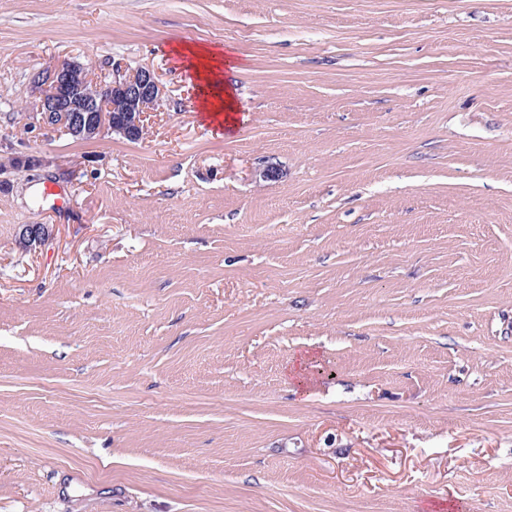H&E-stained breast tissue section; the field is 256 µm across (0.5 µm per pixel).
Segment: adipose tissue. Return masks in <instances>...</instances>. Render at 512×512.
<instances>
[{"instance_id":"ef3b65f1","label":"adipose tissue","mask_w":512,"mask_h":512,"mask_svg":"<svg viewBox=\"0 0 512 512\" xmlns=\"http://www.w3.org/2000/svg\"><path fill=\"white\" fill-rule=\"evenodd\" d=\"M176 53L199 83L201 110L206 119L220 128L235 127L239 104L231 85L223 78L224 68L234 66V57L214 46L183 45Z\"/></svg>"}]
</instances>
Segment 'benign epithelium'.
Listing matches in <instances>:
<instances>
[{"label": "benign epithelium", "mask_w": 512, "mask_h": 512, "mask_svg": "<svg viewBox=\"0 0 512 512\" xmlns=\"http://www.w3.org/2000/svg\"><path fill=\"white\" fill-rule=\"evenodd\" d=\"M33 82L39 89L32 103L39 128L51 132L64 126L78 140H91L104 131L140 140L146 116L157 111L163 94L155 72L145 67L116 65L111 74L94 77L84 66L64 61L39 70ZM49 237L45 224H23L18 233L30 249Z\"/></svg>", "instance_id": "benign-epithelium-1"}]
</instances>
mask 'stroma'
Segmentation results:
<instances>
[{
    "label": "stroma",
    "mask_w": 512,
    "mask_h": 512,
    "mask_svg": "<svg viewBox=\"0 0 512 512\" xmlns=\"http://www.w3.org/2000/svg\"><path fill=\"white\" fill-rule=\"evenodd\" d=\"M63 60L140 141L32 126ZM0 512H512V0H0ZM176 54L187 62L198 81L201 111L216 127L233 128L239 122V103L229 83L224 82L223 68L235 69V59L217 47L182 45ZM230 66V67H229ZM33 82L39 89L32 103L39 129L66 126L78 140L104 131L140 140L146 116L157 111L163 94L155 72L145 67L113 65L112 74L93 77L84 66L64 61L39 70ZM50 237L46 224H23L18 233L19 241L29 249L44 244Z\"/></svg>",
    "instance_id": "1"
}]
</instances>
